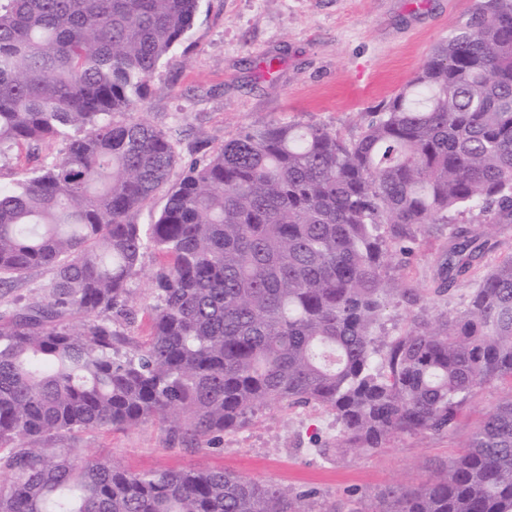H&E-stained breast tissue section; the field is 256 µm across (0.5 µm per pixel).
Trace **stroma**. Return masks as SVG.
Wrapping results in <instances>:
<instances>
[{"instance_id":"stroma-1","label":"stroma","mask_w":512,"mask_h":512,"mask_svg":"<svg viewBox=\"0 0 512 512\" xmlns=\"http://www.w3.org/2000/svg\"><path fill=\"white\" fill-rule=\"evenodd\" d=\"M479 0H201L192 28L158 64L147 98L133 112L172 143L181 175L219 152L246 127L315 125L350 140L361 134L378 105L399 93L433 49L470 21ZM62 140L21 146L0 163V182L12 183L60 159ZM449 228L433 225L414 252L393 253L391 274L399 293L382 330L402 332L411 308L402 289L419 292L432 311L461 310L482 276L438 294ZM165 257L146 253L130 286L138 298L133 323L122 331L143 342L151 331L150 275ZM512 395L492 381L476 388L457 430L445 437L397 436L374 453L342 459L317 452L339 433L335 415L318 406L263 410L244 428L225 433L205 450L171 441L158 422L126 430L83 433L68 445L86 456H107L132 472L211 466L260 483L317 492L318 507L348 512L350 493L371 503L387 486H412L429 462L462 451L484 413Z\"/></svg>"}]
</instances>
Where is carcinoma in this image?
<instances>
[{"label":"carcinoma","mask_w":512,"mask_h":512,"mask_svg":"<svg viewBox=\"0 0 512 512\" xmlns=\"http://www.w3.org/2000/svg\"><path fill=\"white\" fill-rule=\"evenodd\" d=\"M199 0H0V157L61 138L65 155L0 187V512H318L316 492L199 466L133 473L56 443L149 420L197 444L257 411L336 415L324 456L393 435L443 436L474 389L512 384V256L467 307L379 336L390 242L452 224L448 285L512 224V0H481L410 83L346 141L270 124L170 180L174 154L125 117L191 29ZM152 224L132 216L158 193ZM475 212L478 228L455 224ZM149 340L126 350L128 288L147 252ZM354 512H512V398L463 454ZM50 278L49 271L36 269L15 280L10 290H0V311L8 308L14 299L28 297L41 290Z\"/></svg>","instance_id":"carcinoma-1"}]
</instances>
